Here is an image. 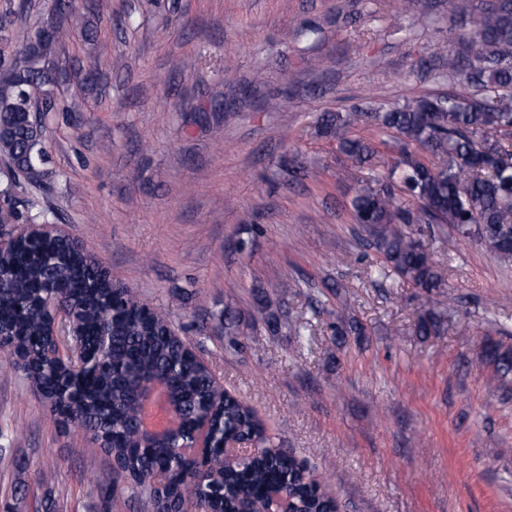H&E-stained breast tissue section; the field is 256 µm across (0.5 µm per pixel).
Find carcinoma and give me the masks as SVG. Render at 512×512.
Masks as SVG:
<instances>
[{
	"label": "carcinoma",
	"mask_w": 512,
	"mask_h": 512,
	"mask_svg": "<svg viewBox=\"0 0 512 512\" xmlns=\"http://www.w3.org/2000/svg\"><path fill=\"white\" fill-rule=\"evenodd\" d=\"M52 16L21 43L0 41V157L11 176L0 181V202L15 217L31 224H53L49 211L36 214L21 207L20 181L50 189L49 151L41 122L28 116L32 101L42 111L66 112L52 87L66 74L56 58L77 26L70 0H50ZM470 30L453 71L481 89L470 96L420 97L381 112H338L327 119L342 134L339 147L365 163L373 144L343 133L370 120L392 134L399 158L400 189L422 204L421 214L407 211L395 193L359 186L352 208L355 221L372 238L384 265L418 287H445L432 262L429 246L410 230L413 224H446L478 238L498 257L512 258V161L502 158L501 132L512 127V0H493L474 10L460 0ZM441 160L432 165L416 149ZM4 261L13 276L0 282V333L11 365L26 374L35 396L52 411L92 434L95 442L109 437L116 464L132 493H141L151 512H236L247 501L265 512L271 492L289 485L296 512H336V497L292 453L267 435L254 413L229 396L210 369L169 334L166 313L129 289L109 300L96 265L58 239L23 240ZM49 280L68 287L54 293ZM75 308L83 323L87 356L94 366L69 375L44 352L46 316L53 309ZM109 328L108 343L100 340ZM483 359L500 375L512 372V352L488 346ZM163 375L182 413L186 429L208 420L229 434H246L257 445L253 455L224 466V482L193 469L191 458L173 448L132 447L137 409L132 394L146 378ZM157 470L168 473L166 484L146 483Z\"/></svg>",
	"instance_id": "carcinoma-1"
}]
</instances>
